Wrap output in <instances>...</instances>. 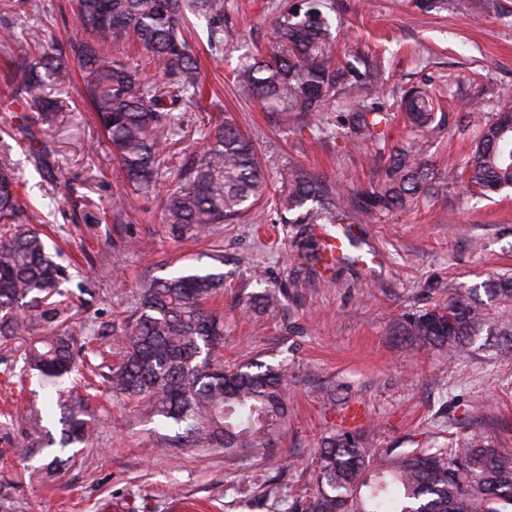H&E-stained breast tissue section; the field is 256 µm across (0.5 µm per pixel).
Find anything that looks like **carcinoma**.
Here are the masks:
<instances>
[{
  "label": "carcinoma",
  "instance_id": "1",
  "mask_svg": "<svg viewBox=\"0 0 512 512\" xmlns=\"http://www.w3.org/2000/svg\"><path fill=\"white\" fill-rule=\"evenodd\" d=\"M323 8L324 0H289L273 21L272 53L243 61L234 81L285 125L339 98L347 137L376 138L389 116L380 102L385 68L359 55L336 61ZM37 9L36 0H0V17ZM76 14L89 38L70 50L109 150L135 191L147 194L161 181L169 184L162 198L169 235H208L266 196L268 176L253 141L226 120L201 131V150H169L172 137L184 131L181 107L202 94L186 33L189 17L205 24L210 47L218 52L224 45V0H77ZM130 40L144 50L139 59L112 54V47ZM69 79L70 64L62 55H44L23 73L15 96L33 112H54L59 102L50 90ZM435 103L430 91L416 86L400 99L416 128L436 123ZM468 182L484 196L512 190V104L482 129L468 162ZM441 191L426 150L414 144L390 154L385 179L366 198L374 209L394 211ZM348 203L349 193L295 166L285 173L274 205L279 223L293 225V251L319 262L314 227L349 223ZM18 212L15 171L0 166V348L24 339L23 372L33 370L56 383L76 371L90 338L83 325L60 319L66 270L41 230L16 221ZM290 212L296 216L288 217ZM222 288V272L150 280L135 314L112 323L122 354L107 366V391L182 428L187 445L272 448L287 414V366L224 365V320L207 309ZM36 329L46 333L31 336ZM404 333L456 354L512 346V275L448 289L444 304L409 316ZM85 412L80 397L62 408L61 448L89 440ZM53 444L52 434L37 426L24 437L20 455L31 457ZM375 455L360 434L324 438L319 481L302 512H512V448L480 433L446 448L404 452L372 474Z\"/></svg>",
  "mask_w": 512,
  "mask_h": 512
}]
</instances>
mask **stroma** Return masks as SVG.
<instances>
[{
	"mask_svg": "<svg viewBox=\"0 0 512 512\" xmlns=\"http://www.w3.org/2000/svg\"><path fill=\"white\" fill-rule=\"evenodd\" d=\"M281 2L226 0L219 53L205 34L189 32L206 88L187 112L191 124L228 117L276 185L300 165L365 189L385 177L371 156L423 140L446 190L397 213H371L353 199L356 245L332 267L298 257L265 202L205 239L176 241L159 195L130 193L80 76L56 90L60 111L0 106V164L19 177L23 220L46 232L69 268L64 289L78 321L103 328L113 313L135 309L150 279L214 269L227 283L211 303L224 316L225 360L282 362L289 375L288 415L276 446L263 452L171 447L177 426L114 401L93 411L92 439L72 445L73 464L55 471L59 446L27 461L15 446L28 409L58 396L38 375H9L0 351V484L11 488L0 512H287L314 487L321 439L334 431L360 433L391 456L479 429L512 445V350L452 360L402 329L408 314L446 301L450 287L512 270V194L479 198L463 183L480 127L512 97V0H459L456 10L429 13L413 0H331L339 49L387 68L389 123L360 143L331 110L319 113L318 131H284L235 89L241 58L268 52ZM37 3L27 23L45 29L47 51L83 37L75 0ZM32 55L20 27L0 21V103ZM424 84L442 93L444 121L414 133L395 106L405 89Z\"/></svg>",
	"mask_w": 512,
	"mask_h": 512,
	"instance_id": "35a3bbf8",
	"label": "stroma"
}]
</instances>
